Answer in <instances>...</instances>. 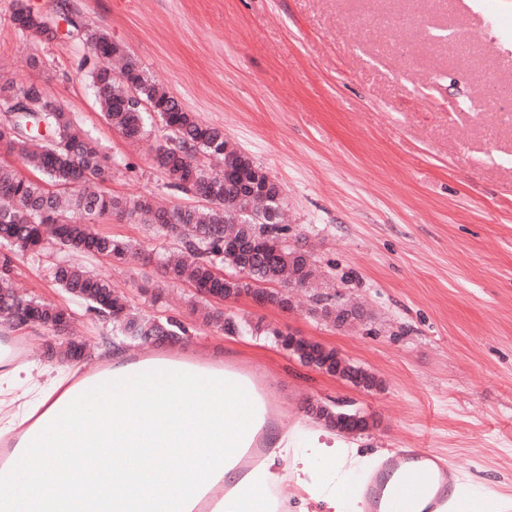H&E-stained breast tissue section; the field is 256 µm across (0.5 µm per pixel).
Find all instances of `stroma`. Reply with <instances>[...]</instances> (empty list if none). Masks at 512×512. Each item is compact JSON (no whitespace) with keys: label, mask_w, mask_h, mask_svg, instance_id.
<instances>
[{"label":"stroma","mask_w":512,"mask_h":512,"mask_svg":"<svg viewBox=\"0 0 512 512\" xmlns=\"http://www.w3.org/2000/svg\"><path fill=\"white\" fill-rule=\"evenodd\" d=\"M54 33L20 32L16 0H0V75L45 88L98 144L112 168L106 192L193 199L154 166L162 129L133 144L104 120L88 72L95 58L71 21L105 33L156 82L278 182L288 242L312 254L325 292L357 306L339 328L315 315L313 292L293 310L243 299L232 312L336 350L373 374L366 390L302 365L260 336L202 325L190 288L154 294L155 262L83 257L139 311L185 328L190 353L221 355L259 374L283 430L303 441L320 426L308 403L370 417L340 432L355 478L381 454L426 448L446 459L462 494L512 512V97L485 107V88L512 85V0H414L410 29L366 23L357 0H26ZM409 46L401 56L396 48ZM98 232L146 252L167 238L116 217ZM49 247L13 263L27 296L70 307L82 359L49 358L61 338L34 325L9 334L35 356L26 374L0 372V429L16 425L85 363L138 352L112 321L69 300Z\"/></svg>","instance_id":"1"}]
</instances>
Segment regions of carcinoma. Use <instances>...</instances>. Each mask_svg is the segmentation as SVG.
<instances>
[{
  "instance_id": "cac0c4a2",
  "label": "carcinoma",
  "mask_w": 512,
  "mask_h": 512,
  "mask_svg": "<svg viewBox=\"0 0 512 512\" xmlns=\"http://www.w3.org/2000/svg\"><path fill=\"white\" fill-rule=\"evenodd\" d=\"M80 32L98 59L90 77L107 122L138 142L150 135L149 117L157 116L168 137L156 149L155 166L170 188L190 192L203 203L163 208L148 196L123 198L99 190L111 178V169L98 145L47 91L26 88L36 110L18 101L0 122V152L19 158L38 174L31 178L0 165V248H7L0 252V322H14L23 308L33 324L55 333L72 316L66 307L18 294L12 278L16 256H36L52 241L71 256L122 262L140 258L135 245L95 231V219L115 216L155 227L173 241L176 251L159 256L157 265L164 279L195 288L204 304V324L231 334H261L288 350L283 331H263L209 307L211 296L222 299L230 290L238 297L272 283L279 285L270 289V301L276 304L290 298V289L317 278L313 259L291 246L276 247L288 237L277 188L253 192L251 185L264 169L248 155L229 149L223 128L187 111L106 34L88 27ZM52 277L71 297L109 316L118 336L142 343L178 336L171 323L131 312L124 295L83 265L60 260L53 265Z\"/></svg>"
}]
</instances>
